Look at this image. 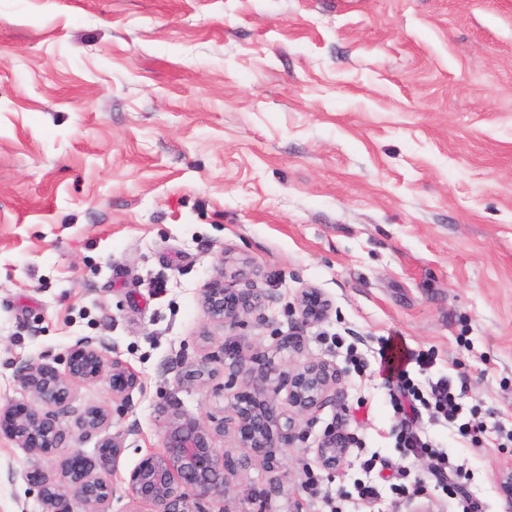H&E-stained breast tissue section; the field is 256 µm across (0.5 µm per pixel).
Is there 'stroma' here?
<instances>
[{"label":"stroma","instance_id":"1","mask_svg":"<svg viewBox=\"0 0 512 512\" xmlns=\"http://www.w3.org/2000/svg\"><path fill=\"white\" fill-rule=\"evenodd\" d=\"M228 250L270 296L251 356L344 373L272 468L216 437L228 512H512V0H0V405L29 402L21 363L83 337L131 365L129 406L79 383L61 420L112 411V512H132L125 478L168 411L233 416L234 338L200 304ZM309 286L333 308L303 326ZM289 333L300 351L277 349ZM394 336L427 360L408 367L419 391L465 382L487 427L419 409L466 500L396 446L378 355ZM204 356L214 379L178 386ZM331 428L349 438L334 473L315 455ZM370 458L387 480L367 504ZM58 461L1 434L0 512H43Z\"/></svg>","mask_w":512,"mask_h":512}]
</instances>
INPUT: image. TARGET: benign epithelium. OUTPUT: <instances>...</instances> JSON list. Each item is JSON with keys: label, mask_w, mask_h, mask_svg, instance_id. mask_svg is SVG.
Instances as JSON below:
<instances>
[{"label": "benign epithelium", "mask_w": 512, "mask_h": 512, "mask_svg": "<svg viewBox=\"0 0 512 512\" xmlns=\"http://www.w3.org/2000/svg\"><path fill=\"white\" fill-rule=\"evenodd\" d=\"M224 260L201 289L200 299L208 321L236 330L253 318L263 320L261 310L269 295L256 288H239L244 271L235 274ZM298 321L313 325L327 319L331 301L315 288L304 289L294 306ZM111 348L92 338H79L67 350L64 370L51 363L26 361L17 370V381L33 398V403H8L0 407V431L30 456L52 451L63 454V479L47 475L40 483L44 512H109L114 495L112 472L122 451L117 436H105L100 447L110 449L99 467L73 460L82 457L77 447L65 445L67 436L60 416L68 412L73 384L107 382L112 399L124 405L141 385L139 375L117 357ZM213 375L210 362L202 359L182 373L180 385L203 383ZM288 382V409L278 410L272 398L279 393L282 379ZM343 372L327 361H309L284 370L268 357L243 374L237 393L234 416L238 440L251 450L253 459L273 464L276 452L287 446L295 434L297 421H310L327 403L336 399ZM111 423V413L98 405L88 406L77 420L78 437L100 434ZM225 421L210 426L199 418L175 408L162 426L161 448L146 454L128 473L125 482L133 501L148 512H208L205 505L224 502L229 476L234 468L228 455L214 446L215 435L224 432ZM348 452L335 430L325 432L315 453L321 467L339 470Z\"/></svg>", "instance_id": "1"}]
</instances>
